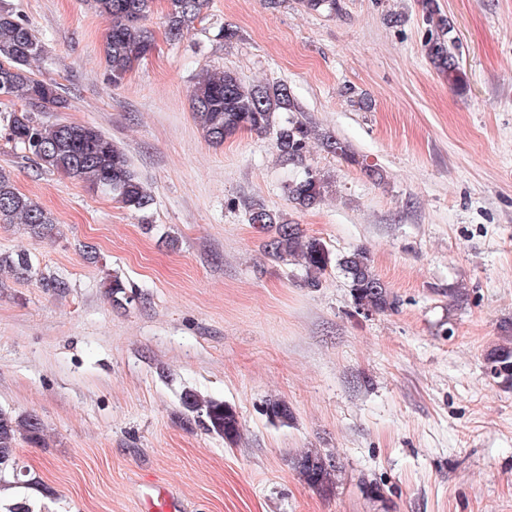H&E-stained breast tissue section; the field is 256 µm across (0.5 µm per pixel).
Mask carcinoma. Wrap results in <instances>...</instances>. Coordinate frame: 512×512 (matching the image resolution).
I'll list each match as a JSON object with an SVG mask.
<instances>
[{
  "mask_svg": "<svg viewBox=\"0 0 512 512\" xmlns=\"http://www.w3.org/2000/svg\"><path fill=\"white\" fill-rule=\"evenodd\" d=\"M95 12L108 25L104 40L107 80L120 84L126 75L147 58L154 49L153 33L144 21L154 0H90ZM164 16L168 37L181 39L200 18L206 0H166ZM423 19L429 26L424 47L433 65L461 86L464 73L451 52L455 43L448 19L441 15L435 0H422ZM42 46L29 23L12 9L0 7V95L24 100L26 107L9 112L3 121L6 139L45 171H57L69 178L89 184L112 201L131 211L144 213L153 198L132 168L127 155L105 133L93 126L71 123H47L40 113L68 108V100L59 92L58 83L40 78L33 63L40 60ZM192 114L204 138L221 145L242 131H275V146L288 161L301 162L308 144L315 139L327 152L351 163L355 153L346 143L318 132L299 120V111L290 88L244 85L230 70H212L200 76L192 86ZM325 181L307 170L304 176L288 184V201L308 209L324 197ZM248 222L268 234L264 244L268 255L281 262L298 265L302 281L309 288L321 285L322 277L332 265L344 275L354 305L367 313H385L397 309L400 300L375 273L369 252L357 248L336 259L318 238L306 235L283 214L263 206L250 210ZM0 224H21L31 236L52 238L57 233L53 218L37 202L20 193L11 175L0 169ZM0 272L15 282L36 280L41 287L57 295L68 291L67 280L46 272L25 251L0 253ZM112 301L120 304L135 300L127 292L125 280L114 273L105 282ZM485 375L504 387H512V345L503 344L484 358ZM185 409L196 414L203 429L233 441L239 437L235 411L224 402L201 399L187 392ZM45 426L35 414H15L0 408V472L12 468L14 484L27 488L33 479L22 478L15 468L16 446L24 440L34 446L45 444ZM303 481L327 494L335 485L337 466L330 456L308 451L296 462Z\"/></svg>",
  "mask_w": 512,
  "mask_h": 512,
  "instance_id": "cac0c4a2",
  "label": "carcinoma"
}]
</instances>
